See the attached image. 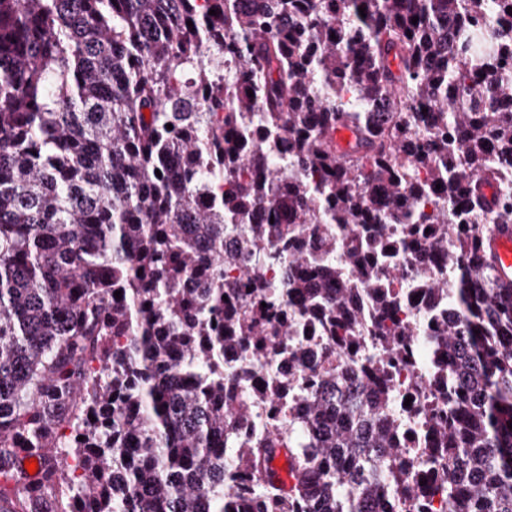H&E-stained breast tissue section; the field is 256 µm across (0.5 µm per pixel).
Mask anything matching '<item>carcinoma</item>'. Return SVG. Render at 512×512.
<instances>
[{"mask_svg":"<svg viewBox=\"0 0 512 512\" xmlns=\"http://www.w3.org/2000/svg\"><path fill=\"white\" fill-rule=\"evenodd\" d=\"M383 99L405 111L377 133ZM509 173L512 0H0V512H404L382 391L328 369L297 429L240 438L224 348L279 351L281 305L355 345L367 290L386 381L408 334L382 265L421 236L458 317L427 463L449 512H512V288L469 229L512 224ZM239 231L287 288L224 287Z\"/></svg>","mask_w":512,"mask_h":512,"instance_id":"1","label":"carcinoma"}]
</instances>
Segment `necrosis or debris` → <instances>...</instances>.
Returning <instances> with one entry per match:
<instances>
[{
    "label": "necrosis or debris",
    "mask_w": 512,
    "mask_h": 512,
    "mask_svg": "<svg viewBox=\"0 0 512 512\" xmlns=\"http://www.w3.org/2000/svg\"><path fill=\"white\" fill-rule=\"evenodd\" d=\"M392 288L398 298L399 323L412 334L407 359L389 370V415L394 423V441L405 449L410 470L409 482L399 497L409 507L422 503L425 512H448V496L433 481L421 455L423 449L433 447L437 441L435 422L448 417V392L437 382L438 371L448 368V354L436 347L432 338L434 320L447 318L448 309L434 304L426 286L396 281ZM288 346L307 353V360L299 363L287 354L254 358L237 348L225 349V369L241 375L247 388L254 390L274 383L287 388L286 396L277 403L256 399L253 421L235 427L239 436H264L304 418L308 403L301 390L315 382L321 356L332 355L339 373L358 377L367 375L368 358L377 350L376 342L367 335L356 346L322 335L313 319L301 323L295 336L289 337Z\"/></svg>",
    "instance_id": "necrosis-or-debris-1"
}]
</instances>
